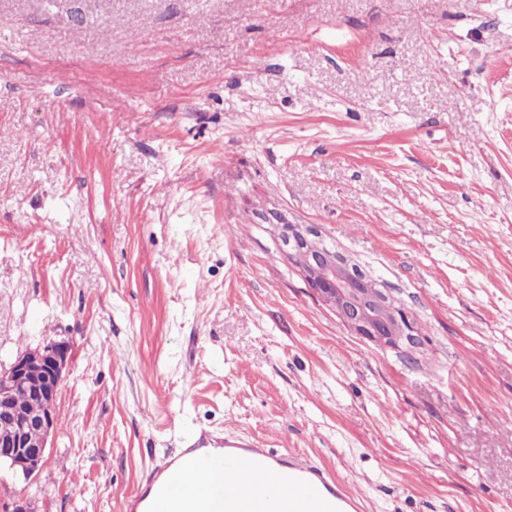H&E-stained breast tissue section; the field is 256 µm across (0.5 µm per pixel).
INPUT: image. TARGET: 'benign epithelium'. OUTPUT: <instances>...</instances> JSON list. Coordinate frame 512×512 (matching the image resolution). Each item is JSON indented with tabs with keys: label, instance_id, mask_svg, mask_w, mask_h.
<instances>
[{
	"label": "benign epithelium",
	"instance_id": "7a95c632",
	"mask_svg": "<svg viewBox=\"0 0 512 512\" xmlns=\"http://www.w3.org/2000/svg\"><path fill=\"white\" fill-rule=\"evenodd\" d=\"M275 228L288 260L301 269L309 287L359 335L390 346L415 343L406 313L390 306L389 295L375 281L322 243L314 226L277 224ZM70 358L66 342L49 340L0 366V424L10 425L9 431L0 434V463L26 480L45 463L49 437L57 424V396ZM20 391L33 400L49 402L48 412L36 414L20 404L16 400Z\"/></svg>",
	"mask_w": 512,
	"mask_h": 512
}]
</instances>
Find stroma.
I'll list each match as a JSON object with an SVG mask.
<instances>
[{"label":"stroma","instance_id":"1","mask_svg":"<svg viewBox=\"0 0 512 512\" xmlns=\"http://www.w3.org/2000/svg\"><path fill=\"white\" fill-rule=\"evenodd\" d=\"M313 225L404 309L357 335ZM67 341L0 504L124 512L207 436L365 512H512V0H0V364ZM275 228L288 260L301 269L309 287L359 335L390 346L415 343L406 313L390 306L389 295L326 245L314 226L275 224Z\"/></svg>","mask_w":512,"mask_h":512}]
</instances>
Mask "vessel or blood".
I'll list each match as a JSON object with an SVG mask.
<instances>
[{
  "label": "vessel or blood",
  "instance_id": "vessel-or-blood-1",
  "mask_svg": "<svg viewBox=\"0 0 512 512\" xmlns=\"http://www.w3.org/2000/svg\"><path fill=\"white\" fill-rule=\"evenodd\" d=\"M223 480H214L215 472ZM359 512L326 469L241 439L207 450L190 445L159 466L128 512Z\"/></svg>",
  "mask_w": 512,
  "mask_h": 512
}]
</instances>
